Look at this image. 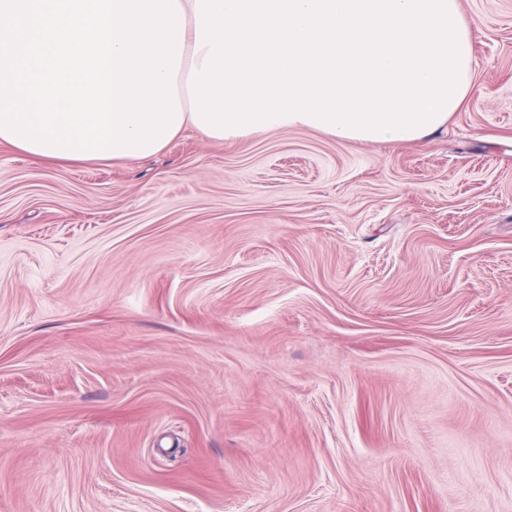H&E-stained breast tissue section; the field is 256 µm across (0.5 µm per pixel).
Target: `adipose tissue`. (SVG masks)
I'll list each match as a JSON object with an SVG mask.
<instances>
[{
	"label": "adipose tissue",
	"mask_w": 512,
	"mask_h": 512,
	"mask_svg": "<svg viewBox=\"0 0 512 512\" xmlns=\"http://www.w3.org/2000/svg\"><path fill=\"white\" fill-rule=\"evenodd\" d=\"M178 2L182 125L216 141L293 128L420 141L474 90L460 0Z\"/></svg>",
	"instance_id": "1"
}]
</instances>
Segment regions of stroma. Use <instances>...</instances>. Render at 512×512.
I'll use <instances>...</instances> for the list:
<instances>
[{"instance_id": "35a3bbf8", "label": "stroma", "mask_w": 512, "mask_h": 512, "mask_svg": "<svg viewBox=\"0 0 512 512\" xmlns=\"http://www.w3.org/2000/svg\"><path fill=\"white\" fill-rule=\"evenodd\" d=\"M412 143L0 144V512H512V0Z\"/></svg>"}]
</instances>
